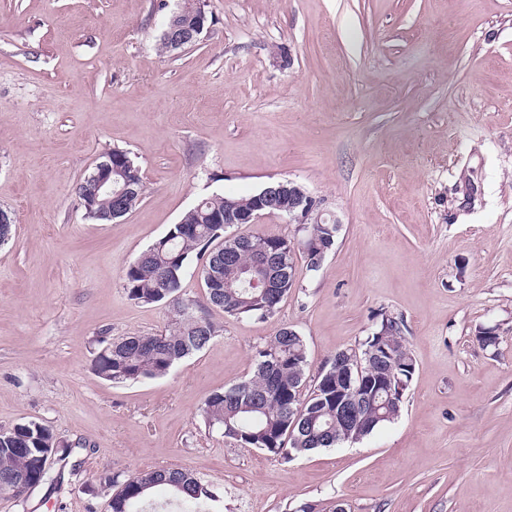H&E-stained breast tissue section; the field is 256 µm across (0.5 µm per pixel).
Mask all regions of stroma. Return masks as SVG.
I'll return each mask as SVG.
<instances>
[{
	"label": "stroma",
	"mask_w": 512,
	"mask_h": 512,
	"mask_svg": "<svg viewBox=\"0 0 512 512\" xmlns=\"http://www.w3.org/2000/svg\"><path fill=\"white\" fill-rule=\"evenodd\" d=\"M174 4L0 0V429L70 446L57 484L0 512H109L104 476L169 467L219 512H512V0H208L203 40L169 55ZM113 147L147 190L100 223L76 187ZM274 180L339 219L320 270L296 257L269 318L210 310L218 335L165 377L99 379L101 338L174 318L125 268L199 198ZM386 315L416 365L393 422L287 462L205 424L280 326L312 380Z\"/></svg>",
	"instance_id": "obj_1"
}]
</instances>
